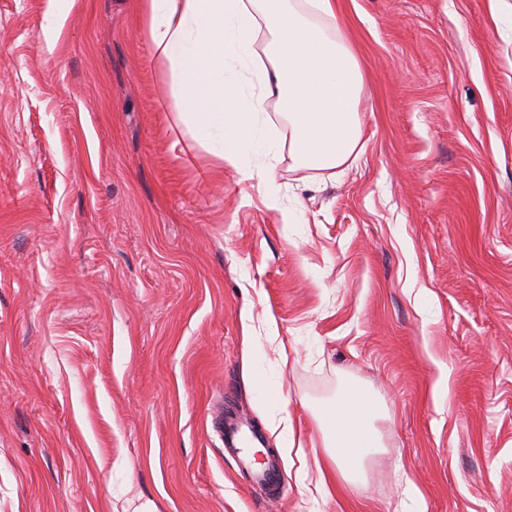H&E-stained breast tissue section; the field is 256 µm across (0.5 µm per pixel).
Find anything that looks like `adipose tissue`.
Listing matches in <instances>:
<instances>
[{"label": "adipose tissue", "mask_w": 512, "mask_h": 512, "mask_svg": "<svg viewBox=\"0 0 512 512\" xmlns=\"http://www.w3.org/2000/svg\"><path fill=\"white\" fill-rule=\"evenodd\" d=\"M140 11L187 151L253 178L250 151L273 96L297 164L336 169L356 154L363 75L336 30V0H141ZM387 414L383 400L353 385L327 404L319 425L329 462L317 490L331 475L349 490L365 487V461L380 446L376 422Z\"/></svg>", "instance_id": "1"}]
</instances>
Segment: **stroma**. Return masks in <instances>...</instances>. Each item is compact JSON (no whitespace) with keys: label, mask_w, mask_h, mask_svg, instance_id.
<instances>
[{"label":"stroma","mask_w":512,"mask_h":512,"mask_svg":"<svg viewBox=\"0 0 512 512\" xmlns=\"http://www.w3.org/2000/svg\"><path fill=\"white\" fill-rule=\"evenodd\" d=\"M361 149L187 160L139 0H0V512H512V9L337 0ZM270 179L273 197L260 180ZM383 398L360 493L284 418ZM275 449L252 487L220 423Z\"/></svg>","instance_id":"stroma-1"}]
</instances>
